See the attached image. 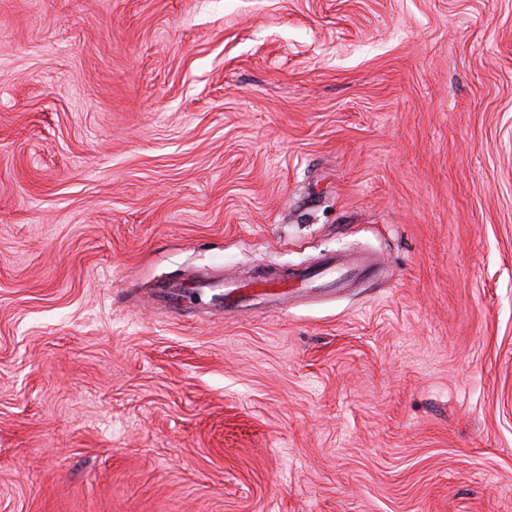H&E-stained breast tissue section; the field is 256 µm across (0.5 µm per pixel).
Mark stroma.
Wrapping results in <instances>:
<instances>
[{
    "instance_id": "stroma-1",
    "label": "stroma",
    "mask_w": 512,
    "mask_h": 512,
    "mask_svg": "<svg viewBox=\"0 0 512 512\" xmlns=\"http://www.w3.org/2000/svg\"><path fill=\"white\" fill-rule=\"evenodd\" d=\"M0 512H512V0H0ZM371 269V263L366 259H357L352 262L336 261V258H330L314 270H304L294 273L287 280H275L264 276H259L252 283H245L242 286L222 280H193L189 285L181 288H192L199 295L206 290L224 288V311L236 310L242 307L246 302L253 299H260L273 308L288 306L289 297L294 294H305L306 291L315 289H326L336 291L347 288L354 277ZM290 279V281H289ZM222 281V282H221ZM189 286V287H187ZM252 287L251 291L249 289ZM289 288L291 290H289Z\"/></svg>"
}]
</instances>
